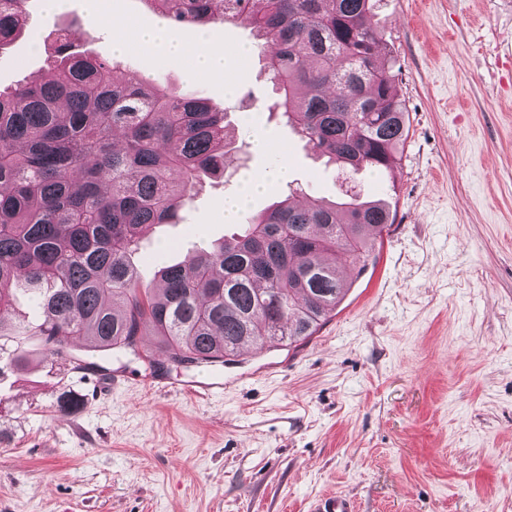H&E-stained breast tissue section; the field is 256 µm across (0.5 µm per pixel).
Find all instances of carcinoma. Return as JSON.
I'll list each match as a JSON object with an SVG mask.
<instances>
[{
	"mask_svg": "<svg viewBox=\"0 0 512 512\" xmlns=\"http://www.w3.org/2000/svg\"><path fill=\"white\" fill-rule=\"evenodd\" d=\"M29 0H0V46L28 31ZM171 30L243 25L265 57L269 111L348 175L402 160L406 113L392 59L370 23L371 0H146ZM58 34L48 78L0 91V354L36 336L53 358L73 338L102 356L161 338L166 360L224 362L246 345L313 336L344 299L343 270L367 268L394 224L380 198L343 202L298 190L237 231L158 271L130 261L144 228L170 224L200 175L224 170V112L196 94L132 82L100 53ZM43 318L13 321L20 279ZM65 394L63 414L81 410Z\"/></svg>",
	"mask_w": 512,
	"mask_h": 512,
	"instance_id": "obj_1",
	"label": "carcinoma"
}]
</instances>
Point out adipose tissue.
Returning <instances> with one entry per match:
<instances>
[{
    "label": "adipose tissue",
    "instance_id": "obj_1",
    "mask_svg": "<svg viewBox=\"0 0 512 512\" xmlns=\"http://www.w3.org/2000/svg\"><path fill=\"white\" fill-rule=\"evenodd\" d=\"M141 40L148 49L190 58L192 61L188 71L190 78H215L224 74L226 59L223 51L211 47L206 42H187L165 29L145 33ZM288 174V162L283 159L270 170L249 175L244 195L225 200V222L230 223L236 219L239 212L246 207L250 196L269 190L274 184L286 180Z\"/></svg>",
    "mask_w": 512,
    "mask_h": 512
}]
</instances>
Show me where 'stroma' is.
<instances>
[{"label": "stroma", "instance_id": "1", "mask_svg": "<svg viewBox=\"0 0 512 512\" xmlns=\"http://www.w3.org/2000/svg\"><path fill=\"white\" fill-rule=\"evenodd\" d=\"M371 23L398 68L409 135L394 170L348 176L315 159L265 110L272 85L249 28L185 30L223 49L224 76L185 77L187 60L143 48L141 30L165 27L146 0H112L127 18L122 73L130 81L197 90L235 141L224 175L202 181L171 224L143 235L133 261L145 282L223 239L226 198L246 175L292 167L289 183L256 195L257 213L288 186L343 201L388 202L396 220L373 264L348 269V292L319 332L294 347L268 343L219 365L150 369L131 354L47 358L36 339L16 344L21 367L0 369V512H309L326 493L356 512H512V0H371ZM30 31L0 48V89L42 78L57 31L80 52L112 38L89 0H33ZM100 362L129 376L99 395L74 370ZM158 375L170 386L144 388ZM195 378L222 383L206 399ZM83 408L60 416L56 401Z\"/></svg>", "mask_w": 512, "mask_h": 512}]
</instances>
